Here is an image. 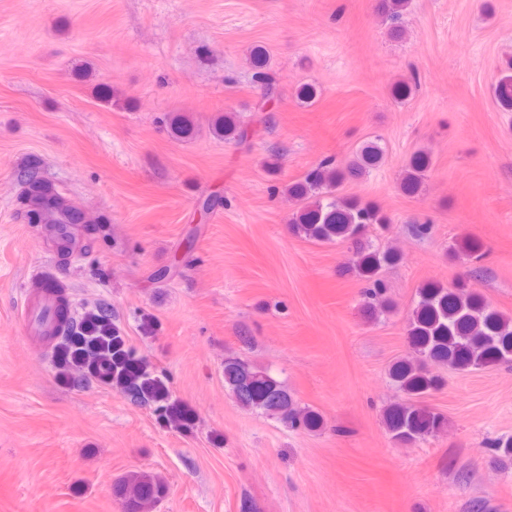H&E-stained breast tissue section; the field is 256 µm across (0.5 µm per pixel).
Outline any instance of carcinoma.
<instances>
[{"label":"carcinoma","instance_id":"obj_1","mask_svg":"<svg viewBox=\"0 0 512 512\" xmlns=\"http://www.w3.org/2000/svg\"><path fill=\"white\" fill-rule=\"evenodd\" d=\"M410 0H382V13L390 25V33H403V16ZM253 77L265 86L264 95L255 104L258 112L270 110L277 104V82L270 68L269 55L256 49L251 56ZM500 107L512 109V76H505L494 88ZM213 133L226 140L241 143L248 139L249 130L241 125L235 113L226 112L212 124ZM383 155L379 142L364 145L357 159L345 168L325 159L304 179L287 188L288 196L298 203L293 214V231L321 243L336 241L351 245L357 257L355 266L365 282L361 296L365 304L383 305L387 298V283L381 276L383 267L397 261L390 250H371L362 242L367 227L377 224L390 228L391 220L370 202L338 195L339 187L349 178L359 176L376 166ZM431 165L425 152L415 153L409 161L402 189L411 196L419 193L422 176ZM22 191L19 196L20 214L30 224H45L55 231V243L61 253L75 249L71 228L78 224H93L84 208L74 199L48 183L39 163L28 162L17 172ZM454 257L465 256L471 262L483 259L482 246L470 242L467 249L450 248ZM481 270L473 268L452 285L432 283L419 291V301L407 319L406 330L413 348L419 354L417 362L402 360L392 368V377L399 388L412 396H421L441 386V381L428 373L431 362L456 370L480 368L512 361V322L490 308L473 280ZM39 320L53 325L52 334L65 340L77 357L87 353L89 337L83 335L88 326L78 324L69 314L65 302L43 309ZM94 370L107 376L117 372L137 405L156 404L167 397L166 391L133 361V352L124 349L119 331L112 330V352L101 353L93 362ZM224 383L236 403L243 409L259 411L281 422L285 427L314 430L321 426L320 417L300 407L288 391L267 371L240 357L224 360ZM443 416L414 402L398 403L386 412V427L391 438L411 444L435 435L443 426ZM159 495L157 485L142 478L131 484L128 512H139L141 506Z\"/></svg>","mask_w":512,"mask_h":512}]
</instances>
